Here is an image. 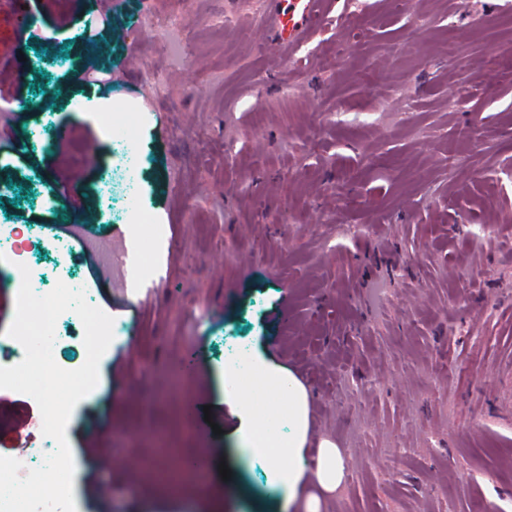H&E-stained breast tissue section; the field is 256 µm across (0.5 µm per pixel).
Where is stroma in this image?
<instances>
[{"label": "stroma", "instance_id": "obj_1", "mask_svg": "<svg viewBox=\"0 0 512 512\" xmlns=\"http://www.w3.org/2000/svg\"><path fill=\"white\" fill-rule=\"evenodd\" d=\"M44 2L21 41L0 0L16 142L41 161L0 152V224L27 231L41 288L84 289L119 331L66 429L77 512H281L232 434L239 346L306 388L307 462L325 438L344 454L329 512H512V0H326L289 56L267 0ZM182 5L176 66L142 20ZM104 97L137 115L132 197L98 193L104 114L69 119ZM79 195L92 234L137 225V299L90 283L79 247L63 264L43 248ZM171 376L181 397L147 401ZM39 416L0 389V456L34 447ZM123 447L107 505L88 451Z\"/></svg>", "mask_w": 512, "mask_h": 512}]
</instances>
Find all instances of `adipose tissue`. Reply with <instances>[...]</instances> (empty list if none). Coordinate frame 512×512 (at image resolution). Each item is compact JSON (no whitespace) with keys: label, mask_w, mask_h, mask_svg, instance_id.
I'll list each match as a JSON object with an SVG mask.
<instances>
[{"label":"adipose tissue","mask_w":512,"mask_h":512,"mask_svg":"<svg viewBox=\"0 0 512 512\" xmlns=\"http://www.w3.org/2000/svg\"><path fill=\"white\" fill-rule=\"evenodd\" d=\"M250 385H243L235 367L224 370V385L231 402L229 414L236 422L234 433L248 457L266 460L267 480L280 491L284 512H324L346 480L339 448L322 440L314 465L305 463L309 431V397L304 386L286 369L263 356L249 362ZM273 393L279 416L258 410L252 393Z\"/></svg>","instance_id":"obj_1"}]
</instances>
